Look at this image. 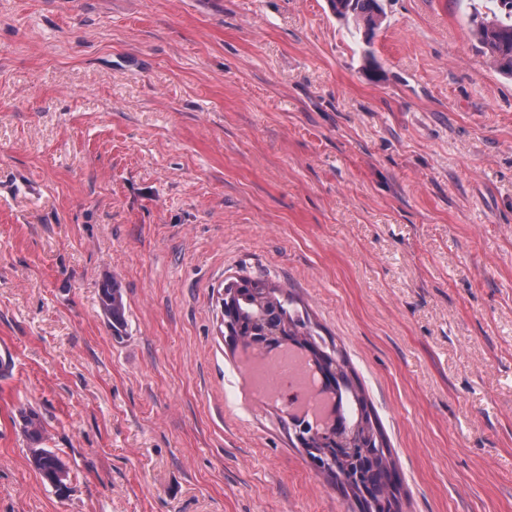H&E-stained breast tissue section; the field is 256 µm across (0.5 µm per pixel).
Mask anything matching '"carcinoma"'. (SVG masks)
Returning <instances> with one entry per match:
<instances>
[{
    "instance_id": "carcinoma-1",
    "label": "carcinoma",
    "mask_w": 512,
    "mask_h": 512,
    "mask_svg": "<svg viewBox=\"0 0 512 512\" xmlns=\"http://www.w3.org/2000/svg\"><path fill=\"white\" fill-rule=\"evenodd\" d=\"M337 19L353 25L369 45L381 29L385 12L381 0H328ZM471 35L494 70L512 78V0H497V10L476 15ZM238 281L247 284L235 297L237 329L228 346L264 355L274 348H292L305 354L319 382L330 394L334 425L313 422L288 414V435L292 444L330 453L334 464L324 477L337 486L349 503L367 492L372 504L367 512H402L401 476L392 450L380 426L371 400L365 393L343 348L334 338L321 334L308 308L288 285L274 282L267 274L230 278L224 287ZM99 305L112 335L126 333V307L119 283L104 282ZM20 428L29 444L30 462L44 482H55V492H69L70 471L58 453L41 447L44 421L34 410L19 412Z\"/></svg>"
}]
</instances>
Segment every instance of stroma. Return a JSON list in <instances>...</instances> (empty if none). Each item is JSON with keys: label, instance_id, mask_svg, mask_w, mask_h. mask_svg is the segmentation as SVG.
<instances>
[{"label": "stroma", "instance_id": "obj_1", "mask_svg": "<svg viewBox=\"0 0 512 512\" xmlns=\"http://www.w3.org/2000/svg\"><path fill=\"white\" fill-rule=\"evenodd\" d=\"M384 8L375 77L327 0H0V512H344L279 407L224 396L246 271L344 347L404 512H512V80L487 0ZM470 32L494 70L512 78V0H497L491 16L477 14ZM99 305L107 319L112 335L121 338L126 333V307L119 283L112 277L106 280L99 292ZM20 428L29 444L30 462L39 473L44 482L50 485L59 496H65L70 488V471L58 453L51 448L41 447L44 438V421L41 415L34 410H21L19 412ZM62 472L60 479L57 475ZM50 482L58 485L53 487Z\"/></svg>", "mask_w": 512, "mask_h": 512}]
</instances>
